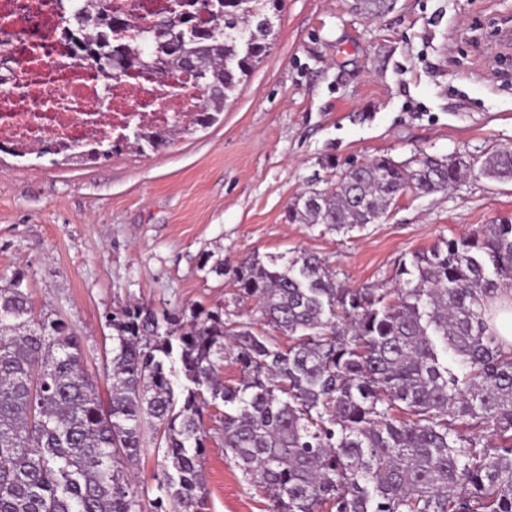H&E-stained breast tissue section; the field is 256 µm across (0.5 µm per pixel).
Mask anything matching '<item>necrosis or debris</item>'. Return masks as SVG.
<instances>
[{
    "label": "necrosis or debris",
    "instance_id": "obj_1",
    "mask_svg": "<svg viewBox=\"0 0 512 512\" xmlns=\"http://www.w3.org/2000/svg\"><path fill=\"white\" fill-rule=\"evenodd\" d=\"M62 2L0 0V150L24 157L193 118L199 93L180 72L131 75L101 93L71 54Z\"/></svg>",
    "mask_w": 512,
    "mask_h": 512
}]
</instances>
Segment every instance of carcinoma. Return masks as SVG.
<instances>
[{
    "label": "carcinoma",
    "instance_id": "1",
    "mask_svg": "<svg viewBox=\"0 0 512 512\" xmlns=\"http://www.w3.org/2000/svg\"><path fill=\"white\" fill-rule=\"evenodd\" d=\"M259 2L188 0L183 14L151 21L133 53L109 26L88 23L93 0H74L82 29L71 39L92 66L109 56L181 71L200 57L192 78L206 102L183 134L216 122L253 57L268 52ZM133 136L125 144L152 151L169 138ZM102 145L76 159L94 164L120 150ZM468 168L458 156L413 167L374 158L334 188L296 197L288 220L373 224L401 193L444 192ZM479 174L512 181V148L489 154ZM233 278L259 321L144 304L107 317L105 408L80 337L57 314L35 312L24 275L0 277V512H143L133 467L147 429L162 456L150 512H205L204 418L221 404L224 450L261 489L263 512H512V349L486 317L512 283L511 221L412 253L390 296L342 287L309 253L281 266L254 254ZM227 349L236 382L217 373Z\"/></svg>",
    "mask_w": 512,
    "mask_h": 512
}]
</instances>
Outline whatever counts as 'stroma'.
<instances>
[{
  "label": "stroma",
  "instance_id": "1",
  "mask_svg": "<svg viewBox=\"0 0 512 512\" xmlns=\"http://www.w3.org/2000/svg\"><path fill=\"white\" fill-rule=\"evenodd\" d=\"M271 22L270 52L210 127L90 166L0 154V276L23 273L35 310L77 332L101 398L106 314L144 303L257 318L231 273L251 253H313L345 287L386 294L413 251L512 220V181L474 171L401 194L360 231L287 219L353 163L512 147V53L499 46L512 0H282ZM205 445L208 512H262L221 432Z\"/></svg>",
  "mask_w": 512,
  "mask_h": 512
}]
</instances>
